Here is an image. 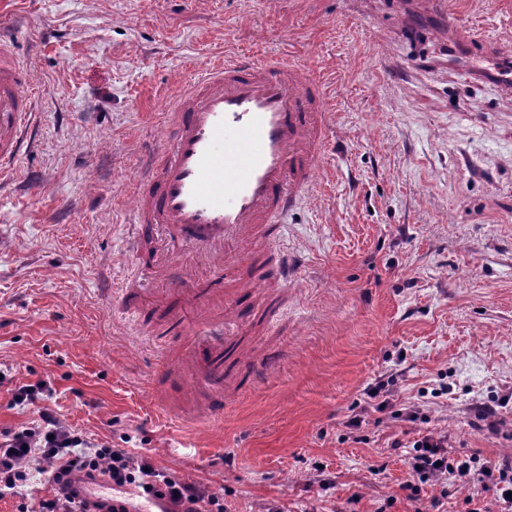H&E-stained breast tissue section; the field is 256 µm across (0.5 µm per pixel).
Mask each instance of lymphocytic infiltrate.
Instances as JSON below:
<instances>
[{"mask_svg":"<svg viewBox=\"0 0 512 512\" xmlns=\"http://www.w3.org/2000/svg\"><path fill=\"white\" fill-rule=\"evenodd\" d=\"M407 457L412 479L405 488L411 500H418L422 484L441 479L479 486L493 494L496 512H512V461L455 457L447 436L431 431L413 442ZM35 458L48 463L43 474L49 492L40 499L38 512H89L87 503L77 502L72 483L98 476L115 489L131 487L143 496L169 500L181 512H225L223 497L205 484L183 480L151 456L131 454L106 440L88 441L48 408L40 410L37 421L0 432V499L27 484V463Z\"/></svg>","mask_w":512,"mask_h":512,"instance_id":"f902f5d3","label":"lymphocytic infiltrate"}]
</instances>
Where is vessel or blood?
I'll return each mask as SVG.
<instances>
[{"instance_id":"obj_1","label":"vessel or blood","mask_w":512,"mask_h":512,"mask_svg":"<svg viewBox=\"0 0 512 512\" xmlns=\"http://www.w3.org/2000/svg\"><path fill=\"white\" fill-rule=\"evenodd\" d=\"M32 84L0 40V172L31 147ZM329 116L327 91L309 65L228 58L183 87L166 114L164 142L137 172L131 250L161 285L143 287L131 274L112 296L145 340L175 354L204 417L223 415L228 373L249 389L264 366L237 339L239 295L219 302L196 291L178 257L161 258V248L210 249L217 288L258 252L266 264L259 281L287 282L281 226L312 195Z\"/></svg>"}]
</instances>
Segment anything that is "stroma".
I'll use <instances>...</instances> for the list:
<instances>
[{
    "instance_id": "stroma-1",
    "label": "stroma",
    "mask_w": 512,
    "mask_h": 512,
    "mask_svg": "<svg viewBox=\"0 0 512 512\" xmlns=\"http://www.w3.org/2000/svg\"><path fill=\"white\" fill-rule=\"evenodd\" d=\"M448 2L447 19L424 0H0L37 96L34 145L0 174V369L230 512H415L403 448L428 430L512 460V94L482 76L512 61V0ZM233 54L313 66L332 131L283 226V313L271 331L255 309L242 334L278 359L223 417L188 423L157 408L165 365L105 290L134 266L135 172L172 95ZM39 407L0 392V430ZM409 407L422 420L397 418ZM421 496L438 512L491 500L439 482Z\"/></svg>"
}]
</instances>
